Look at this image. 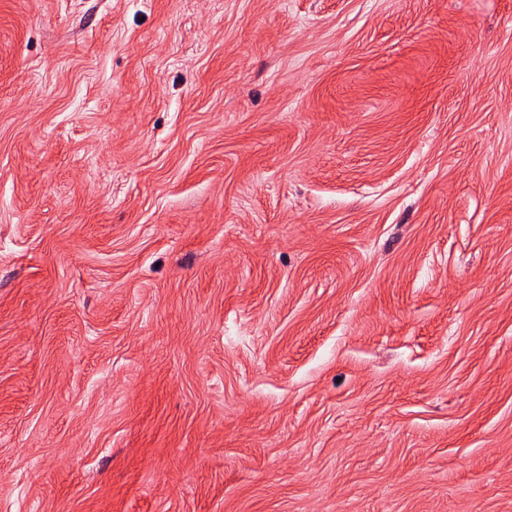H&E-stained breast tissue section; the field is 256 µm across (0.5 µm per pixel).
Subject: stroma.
Masks as SVG:
<instances>
[{
  "label": "stroma",
  "instance_id": "obj_1",
  "mask_svg": "<svg viewBox=\"0 0 512 512\" xmlns=\"http://www.w3.org/2000/svg\"><path fill=\"white\" fill-rule=\"evenodd\" d=\"M0 512H512V0H0Z\"/></svg>",
  "mask_w": 512,
  "mask_h": 512
}]
</instances>
